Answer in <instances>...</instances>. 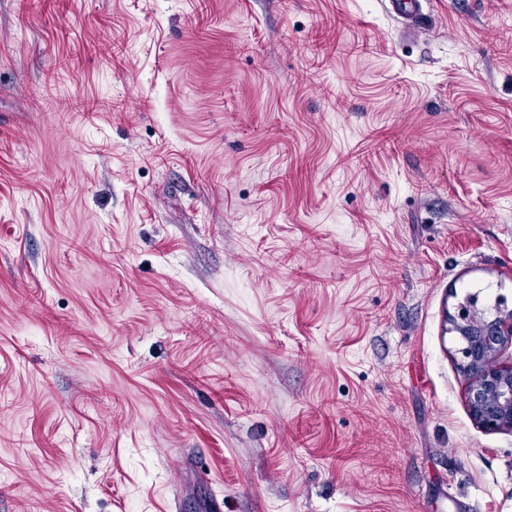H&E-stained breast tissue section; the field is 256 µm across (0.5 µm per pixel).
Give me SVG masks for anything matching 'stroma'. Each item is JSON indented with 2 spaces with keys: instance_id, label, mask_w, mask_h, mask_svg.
Instances as JSON below:
<instances>
[{
  "instance_id": "1",
  "label": "stroma",
  "mask_w": 512,
  "mask_h": 512,
  "mask_svg": "<svg viewBox=\"0 0 512 512\" xmlns=\"http://www.w3.org/2000/svg\"><path fill=\"white\" fill-rule=\"evenodd\" d=\"M422 5L0 0V512H512L444 330L512 311V0Z\"/></svg>"
}]
</instances>
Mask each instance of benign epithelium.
<instances>
[{"instance_id": "obj_1", "label": "benign epithelium", "mask_w": 512, "mask_h": 512, "mask_svg": "<svg viewBox=\"0 0 512 512\" xmlns=\"http://www.w3.org/2000/svg\"><path fill=\"white\" fill-rule=\"evenodd\" d=\"M446 323L459 344L458 367L467 380L472 419L490 431L512 429V363L500 362L504 349L512 346V312L488 319L463 311Z\"/></svg>"}]
</instances>
